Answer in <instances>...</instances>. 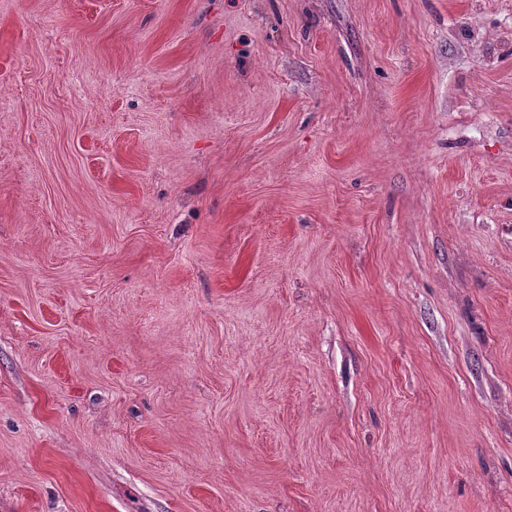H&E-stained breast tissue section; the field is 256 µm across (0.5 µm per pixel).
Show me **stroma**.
<instances>
[{
	"mask_svg": "<svg viewBox=\"0 0 512 512\" xmlns=\"http://www.w3.org/2000/svg\"><path fill=\"white\" fill-rule=\"evenodd\" d=\"M0 512H512V0H0Z\"/></svg>",
	"mask_w": 512,
	"mask_h": 512,
	"instance_id": "1",
	"label": "stroma"
}]
</instances>
